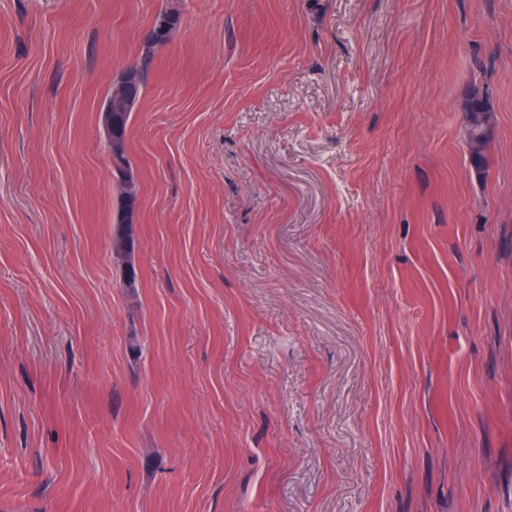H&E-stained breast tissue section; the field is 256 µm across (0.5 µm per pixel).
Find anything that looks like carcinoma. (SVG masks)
<instances>
[{"label": "carcinoma", "mask_w": 512, "mask_h": 512, "mask_svg": "<svg viewBox=\"0 0 512 512\" xmlns=\"http://www.w3.org/2000/svg\"><path fill=\"white\" fill-rule=\"evenodd\" d=\"M179 22L180 14L175 10L164 11L156 16L150 34L141 45L139 61L136 64L142 78L140 85H145L144 78L152 65L157 47L168 40ZM468 94L470 95L467 127L469 161L475 172L483 176L487 171V158L484 151L486 126L490 122L493 109L487 97L479 92V88L469 90ZM141 96L142 92L139 91L135 97L129 99L125 95H118L113 89L106 96L101 109V122L107 134L109 152L112 154V167L125 172V177L119 179L122 208L113 219V223L117 224V231L112 238V254L133 280L136 279V272L132 238L124 229L123 223H125V205L138 196V184L128 154L127 129L131 114Z\"/></svg>", "instance_id": "cac0c4a2"}]
</instances>
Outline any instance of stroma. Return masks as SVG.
Wrapping results in <instances>:
<instances>
[{"instance_id":"35a3bbf8","label":"stroma","mask_w":512,"mask_h":512,"mask_svg":"<svg viewBox=\"0 0 512 512\" xmlns=\"http://www.w3.org/2000/svg\"><path fill=\"white\" fill-rule=\"evenodd\" d=\"M0 512H512V0H0ZM179 22L180 14L175 10L164 11L156 16L150 34L140 48L136 67L140 71L141 81L136 96L131 99L126 95L119 96L115 90V85L118 84L116 80L101 109V122L107 134L109 152L112 154V173L114 174V168L122 169L125 172V177L118 179L122 194V206L113 219V224H132L126 222L124 217L126 205L138 196V184L127 148L128 123L142 96L145 78L154 60L157 47L168 40ZM466 94L470 95V108L468 112L467 149L469 161L479 176H484L487 171V158L484 151L486 139V126L490 122L491 103L479 92V88L472 87ZM114 226H117V231L112 238L113 257L117 262H120L124 266L127 276H130L132 283H134L136 279V272L134 267L131 235L129 231L124 229V225Z\"/></svg>"}]
</instances>
